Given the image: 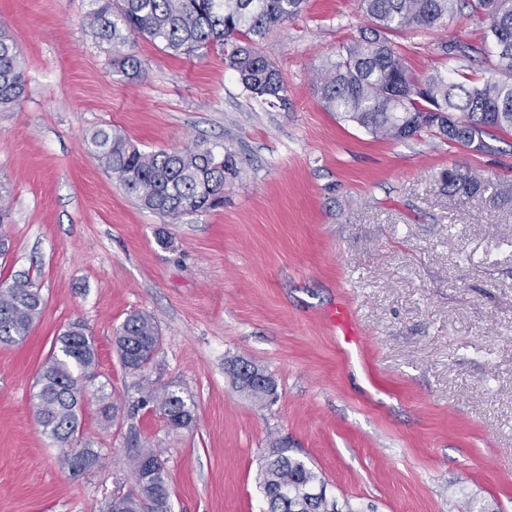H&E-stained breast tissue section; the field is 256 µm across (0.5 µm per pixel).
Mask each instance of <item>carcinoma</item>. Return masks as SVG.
Returning a JSON list of instances; mask_svg holds the SVG:
<instances>
[{"label":"carcinoma","instance_id":"1","mask_svg":"<svg viewBox=\"0 0 512 512\" xmlns=\"http://www.w3.org/2000/svg\"><path fill=\"white\" fill-rule=\"evenodd\" d=\"M91 24L112 39V62L129 79L143 73L132 51L133 38L146 36L173 55H203L216 49L238 74L245 91L274 106L286 101L278 66L260 49L277 26L301 14L307 0H94ZM488 21L483 51L496 57V76L474 82L448 79L441 71L418 77L391 36L440 28L463 5ZM372 22L344 46L340 58L316 73L322 107L383 140H404L426 133L450 145L484 152L488 140L512 131V0H358ZM25 81L14 39L0 25V108L23 95ZM90 146L104 169L141 206L176 220L224 206V190L240 176L235 154L224 144L143 151L125 135L99 130ZM440 182L450 195L467 196L481 186L471 171L451 168ZM43 309V299L29 277L0 279V343L28 336ZM53 346L39 373L33 409L42 431L61 448L70 476L100 463L95 448H72L80 429L83 391L80 382L96 367L97 350L83 325ZM154 318L130 315L117 332L124 369L141 371L158 346ZM134 408H151L172 430L195 422L194 403L175 391L139 386ZM134 485L112 496V512H170L168 477L155 448H139L131 457ZM257 484L266 512H335L323 498L325 481L283 440L269 438Z\"/></svg>","mask_w":512,"mask_h":512}]
</instances>
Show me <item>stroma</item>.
<instances>
[{
    "mask_svg": "<svg viewBox=\"0 0 512 512\" xmlns=\"http://www.w3.org/2000/svg\"><path fill=\"white\" fill-rule=\"evenodd\" d=\"M93 7L0 0L26 81L0 112V279L28 275L44 300L28 336L0 345V512H103L145 445L161 452L170 512H264L256 474L273 435L353 512H512V131L476 153L377 139L325 111L313 71L367 26L357 0H308L262 42L287 87L275 108L217 50L173 57L140 37L145 73L125 79L87 23ZM486 26L467 8L397 43L415 74L482 81L495 66ZM444 41L477 52L450 61ZM101 128L145 151L224 143L240 177L223 208L162 220L89 150ZM453 167L477 171L480 190L448 195L439 176ZM134 312L161 333L138 374L114 343ZM76 321L98 353L78 441L102 463L72 478L32 400ZM234 357L272 373L274 402L233 388ZM145 381L193 401L194 426L135 410ZM104 398L119 408L109 426Z\"/></svg>",
    "mask_w": 512,
    "mask_h": 512,
    "instance_id": "1",
    "label": "stroma"
}]
</instances>
